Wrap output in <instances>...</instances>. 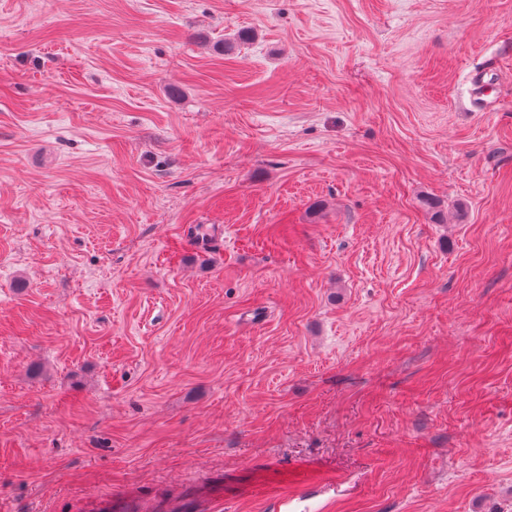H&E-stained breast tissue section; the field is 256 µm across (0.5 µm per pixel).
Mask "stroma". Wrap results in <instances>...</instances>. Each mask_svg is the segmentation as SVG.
Wrapping results in <instances>:
<instances>
[{"label":"stroma","mask_w":512,"mask_h":512,"mask_svg":"<svg viewBox=\"0 0 512 512\" xmlns=\"http://www.w3.org/2000/svg\"><path fill=\"white\" fill-rule=\"evenodd\" d=\"M121 499L512 512V0H0V512Z\"/></svg>","instance_id":"1"}]
</instances>
